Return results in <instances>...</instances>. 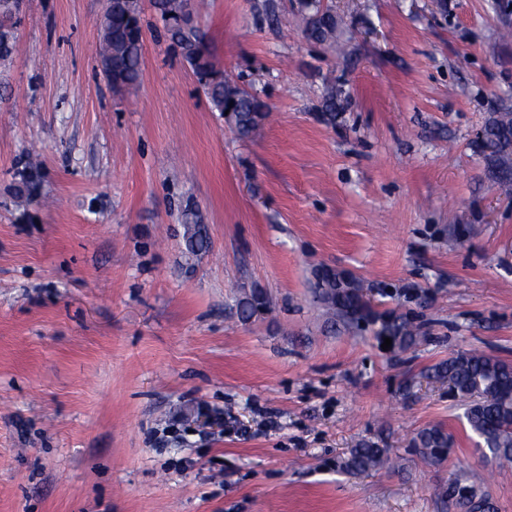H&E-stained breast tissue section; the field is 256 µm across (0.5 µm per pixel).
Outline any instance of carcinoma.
Listing matches in <instances>:
<instances>
[{
	"instance_id": "1",
	"label": "carcinoma",
	"mask_w": 512,
	"mask_h": 512,
	"mask_svg": "<svg viewBox=\"0 0 512 512\" xmlns=\"http://www.w3.org/2000/svg\"><path fill=\"white\" fill-rule=\"evenodd\" d=\"M304 8L313 11L307 21L308 38L333 48L336 46V16L322 10L320 0H302ZM153 8L164 22L172 45L179 49L202 88L212 111L231 112L229 123L238 136L255 135L268 117L265 105L253 93L224 75L206 45L205 34L196 16L205 0H152ZM141 0H107L100 27L98 56L109 62L108 82L121 91L136 85L141 77L144 30ZM17 25L0 30V62L18 53ZM486 139L496 140L498 152L512 149V112L498 113L486 128ZM24 170V191L31 196L40 186L41 162L29 156ZM207 227L192 209L185 214V246L193 255L207 244ZM333 326L352 328L375 327V335L392 340L391 347L406 350L423 340L412 318L395 313L379 314L366 299L364 288L354 280L342 282L333 272H319L311 291ZM241 314L250 318L271 311L269 300L253 293L239 301ZM434 376L448 380L454 397L464 407L463 417L476 436V450L489 463L512 464V364L471 350L460 351L433 367ZM454 439L440 426L424 428L416 433L413 446L426 460L443 463ZM387 450L364 442L352 449L342 461L351 472H368L390 464ZM458 512H496V505L463 476H457L442 492Z\"/></svg>"
}]
</instances>
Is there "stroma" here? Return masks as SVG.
Masks as SVG:
<instances>
[{"label": "stroma", "mask_w": 512, "mask_h": 512, "mask_svg": "<svg viewBox=\"0 0 512 512\" xmlns=\"http://www.w3.org/2000/svg\"><path fill=\"white\" fill-rule=\"evenodd\" d=\"M494 0H209L208 46L269 116L239 138L144 5L142 76L115 92L106 0H24L0 63V512H456L466 474L512 512L446 381L460 350L512 363V198L481 142L512 108ZM336 118L323 117L328 98ZM39 194L14 184L30 151ZM209 247L186 257V208ZM330 267L423 340L326 325ZM262 292L274 311L242 319ZM439 424L436 465L411 446ZM373 442L394 470L340 461ZM305 9L312 10L314 14L307 21V35L315 42L327 44L329 48L336 46V16L328 9H321L319 0H302ZM321 14L319 17L318 15Z\"/></svg>", "instance_id": "1"}]
</instances>
